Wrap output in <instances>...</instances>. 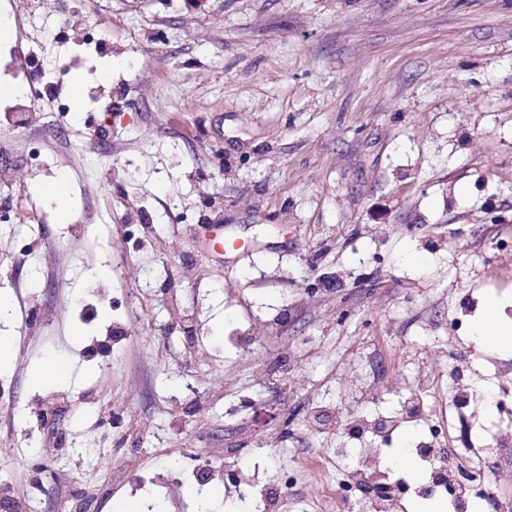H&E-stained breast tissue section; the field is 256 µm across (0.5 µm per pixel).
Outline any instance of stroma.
I'll return each mask as SVG.
<instances>
[{
	"instance_id": "1",
	"label": "stroma",
	"mask_w": 512,
	"mask_h": 512,
	"mask_svg": "<svg viewBox=\"0 0 512 512\" xmlns=\"http://www.w3.org/2000/svg\"><path fill=\"white\" fill-rule=\"evenodd\" d=\"M37 67L0 41V84L58 82L27 125L0 98V481L37 512H132L184 450L296 476L329 512L349 413L441 409L439 363L512 322V0H14ZM68 181L71 218L40 195ZM89 225L85 234L76 224ZM80 335H71V327ZM254 332L251 352L235 336ZM39 370L62 380L35 381ZM497 303L492 301L488 306L483 320L477 325L476 333L482 341L496 344L502 336H511L512 328L502 325L496 313Z\"/></svg>"
}]
</instances>
